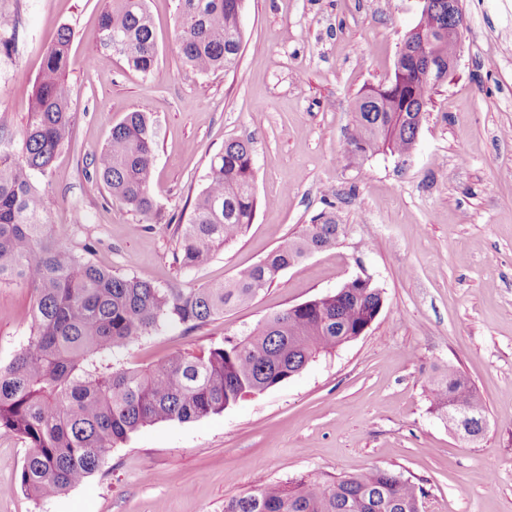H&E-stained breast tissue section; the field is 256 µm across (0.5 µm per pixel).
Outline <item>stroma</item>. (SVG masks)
Wrapping results in <instances>:
<instances>
[{
    "instance_id": "obj_1",
    "label": "stroma",
    "mask_w": 512,
    "mask_h": 512,
    "mask_svg": "<svg viewBox=\"0 0 512 512\" xmlns=\"http://www.w3.org/2000/svg\"><path fill=\"white\" fill-rule=\"evenodd\" d=\"M107 0H0L16 16L0 52V117L23 135L35 80L61 25L76 114L48 177L57 240L114 273L185 290L232 280L333 205L335 247L303 258L251 302L198 328L167 325L129 351L145 366L242 337L270 316L368 274L384 306L368 331L224 412L143 428L81 484L39 501L20 471L29 445L0 429V512H224L228 499L301 476L373 466L423 487L422 512H512V0H461L463 48L432 95L408 160L345 154L357 97L388 83L420 0H244L236 69L199 75L175 48L177 0H147L153 73L99 63ZM149 105L151 193L168 221L146 224L92 174L113 126ZM250 140L256 218L206 265L175 260L189 201L225 140ZM31 289L0 285V363L29 334ZM456 367L486 407L469 441L429 410L428 379ZM495 480H488V473Z\"/></svg>"
}]
</instances>
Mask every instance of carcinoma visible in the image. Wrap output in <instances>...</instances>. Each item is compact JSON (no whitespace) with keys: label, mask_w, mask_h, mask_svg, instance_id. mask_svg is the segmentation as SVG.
<instances>
[{"label":"carcinoma","mask_w":512,"mask_h":512,"mask_svg":"<svg viewBox=\"0 0 512 512\" xmlns=\"http://www.w3.org/2000/svg\"><path fill=\"white\" fill-rule=\"evenodd\" d=\"M175 44L183 62L209 75L237 66L243 36L242 0H178ZM419 31L408 32L401 70L393 82L371 87L354 107L345 153L379 151L408 157L415 149L421 113L435 85L430 61L454 50L445 0H422ZM17 19L0 14V47L15 45ZM72 29L63 24L48 49L30 118L17 152L0 153V284L32 289L30 333L0 365V429L30 446L21 484L41 500L82 483L105 463L112 448L136 431L161 422H191L219 414L247 394L293 377L321 354L354 340L379 315L384 297L373 285H342L332 295L295 305L268 318L242 339L204 351L176 352L146 368L132 367V345L161 324L195 328L224 316L271 286L304 256L336 245L341 227L333 209L322 211L295 238L236 278L186 291L114 274L54 237L48 196L35 176H47L76 113L66 77ZM100 44L119 46L127 69L141 75L157 64L156 33L146 0H112L98 23ZM154 131L147 110L136 109L112 128L94 174L109 194L149 224L164 221L151 194ZM258 207L252 148L228 140L210 162L182 230L176 262L191 269L238 239ZM430 408L442 415L459 406L471 417L473 438L484 432L485 404L471 381L448 367L429 381ZM423 491L402 475L372 467L332 482L301 478L267 484L224 505V512H420Z\"/></svg>","instance_id":"cac0c4a2"}]
</instances>
